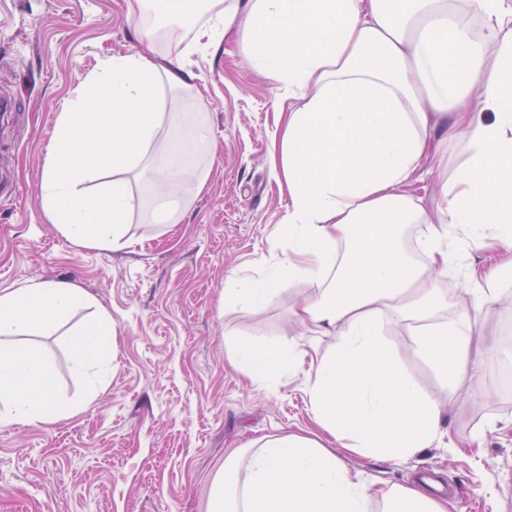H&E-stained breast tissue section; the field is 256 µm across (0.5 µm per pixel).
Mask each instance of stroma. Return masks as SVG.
<instances>
[{"label":"stroma","mask_w":512,"mask_h":512,"mask_svg":"<svg viewBox=\"0 0 512 512\" xmlns=\"http://www.w3.org/2000/svg\"><path fill=\"white\" fill-rule=\"evenodd\" d=\"M131 2L0 0V98L11 104L0 112V290L29 279L74 284L109 311L114 331L112 370L92 396L73 369L78 319L33 337L58 394L80 409L57 422L0 424V512H210L225 458L251 440L314 427L311 365L328 339L293 312L320 284L295 281L260 308L224 306L229 281L262 277L288 251L280 229L290 198L271 150L283 113L301 105L259 76L236 40L197 47L187 27L168 48L175 59L190 53L200 94L183 105L208 114L218 142L207 190L179 188L190 201L182 223L168 229L135 214L126 245L98 250L72 243L43 213L55 114L103 59L137 50ZM465 158V144L449 142L441 161L417 170L413 194L437 201ZM478 321L480 378L452 396L411 330L384 322L405 371L442 399L445 434L393 462L344 454L371 486L408 485L430 468L464 490L450 512H512V393L497 377L512 351V280ZM232 336L294 349L300 360L277 381L251 382L232 362Z\"/></svg>","instance_id":"stroma-1"}]
</instances>
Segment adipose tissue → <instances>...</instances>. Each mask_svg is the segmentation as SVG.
I'll return each mask as SVG.
<instances>
[{"mask_svg": "<svg viewBox=\"0 0 512 512\" xmlns=\"http://www.w3.org/2000/svg\"><path fill=\"white\" fill-rule=\"evenodd\" d=\"M157 9L136 23L140 50L114 54L58 112L43 167L41 205L76 245L125 244L133 177L147 174L151 222L178 224L186 206L164 196L182 182L208 183L217 157L210 123L168 111L171 93H196L186 62L156 58L159 29L193 0H136ZM482 35H475L471 17ZM236 38L253 66L300 99L283 128L276 170L292 200L283 226L289 254L259 279L234 281L230 306H261L298 279L323 289L295 312L330 344L314 362L310 409L324 434L269 436L224 461L211 512H449L423 484L374 488L324 438L386 461L418 454L442 437L444 407L404 374L380 333L381 318L406 324L443 390L478 376L475 319L444 318L448 296L435 278L456 261L449 241L503 254L474 277L476 309L491 311L498 283L512 278V0H225L196 41ZM463 137L467 157L427 210L410 187L422 164ZM426 230L416 261L399 240ZM74 367L90 388L112 368L108 310L73 284L30 280L0 291V335L38 336L76 312ZM236 366L271 382L295 351L235 342ZM76 407L59 397L50 363L30 347L0 346V423L62 420Z\"/></svg>", "mask_w": 512, "mask_h": 512, "instance_id": "obj_1", "label": "adipose tissue"}]
</instances>
